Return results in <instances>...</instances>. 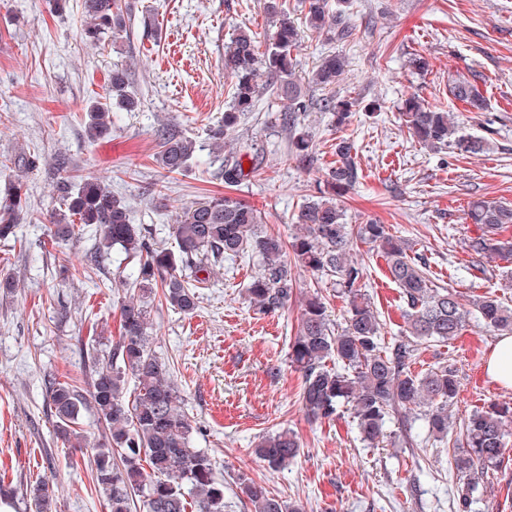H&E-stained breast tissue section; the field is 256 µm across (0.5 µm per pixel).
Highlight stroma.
<instances>
[{
  "instance_id": "stroma-1",
  "label": "stroma",
  "mask_w": 512,
  "mask_h": 512,
  "mask_svg": "<svg viewBox=\"0 0 512 512\" xmlns=\"http://www.w3.org/2000/svg\"><path fill=\"white\" fill-rule=\"evenodd\" d=\"M130 7L133 37L95 49L76 36L81 0H71L61 15L45 0H0V160H12L0 169V189L19 180L28 193L15 239L0 243V274L20 278L17 288H0V493L9 512H32L30 489L42 481L59 486L52 512H110L94 487L90 460L65 447L56 431L46 381L53 376L86 387L90 352H108L118 333L125 292L113 279L131 265L116 250L101 268H88V276H58L55 260L64 252L75 266L88 267V244L64 246L50 233L56 157L108 184L131 204L135 223L150 225L158 245L173 247V215L225 191L208 139L231 100L224 48L238 31L262 42L274 30L261 0H130ZM346 18L350 38L329 43L305 31L294 58L305 77L323 56H344L336 90L357 100L359 109L341 127L316 106L299 114L317 156L306 169L291 155L285 101L265 93L257 111L226 138L225 153L244 149L262 160L235 197L261 212L265 231L291 239L298 231L293 213L335 166L337 142L350 139L362 177L342 199L347 223L386 225L408 255L425 261L437 286L468 300L493 294L512 305L504 261L471 250L481 230L465 219L473 200L512 203V0H349ZM415 53L428 59L427 74L411 68ZM121 64L141 108L113 111L111 135L88 141L84 107L104 96L113 67ZM452 76L477 79L487 111L469 112L456 102L448 92ZM413 94L447 111L462 133L487 140L488 150L462 156L452 147L422 148L399 121L402 100ZM373 101L380 111L365 112ZM166 126L196 141L185 172L166 173L155 161V133ZM32 154L40 157L37 167L19 166ZM158 187L166 194L162 208L153 194ZM351 255L365 267V292L385 343H393L405 329L406 305L387 264L370 244L354 243ZM255 271L249 259L225 263L201 289L192 314L156 299L148 305L152 349L172 372L181 410L202 429L197 447L217 462L225 512H250L241 492L245 479L264 482L304 512H456L457 471L436 442L406 447L395 420L374 447L361 439L348 410L322 421L306 415L302 377L288 359L299 304L275 315L255 313L245 291ZM293 279L296 290L321 292L332 324L344 327L346 304L330 277L297 267ZM497 340L469 319L455 340L422 345L413 369L456 364L457 416L512 402V389L484 370ZM283 428L297 434L301 451L273 471L252 450L263 435ZM477 498L474 512H512V437Z\"/></svg>"
}]
</instances>
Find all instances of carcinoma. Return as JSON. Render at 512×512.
<instances>
[{"label": "carcinoma", "mask_w": 512, "mask_h": 512, "mask_svg": "<svg viewBox=\"0 0 512 512\" xmlns=\"http://www.w3.org/2000/svg\"><path fill=\"white\" fill-rule=\"evenodd\" d=\"M306 26L329 42L352 35L344 12L332 9L330 0H306ZM275 30L264 51L256 38L240 31L224 50V69L232 79V95L224 121L211 130L210 139H224L245 115L256 111L262 93L271 90L287 103V112L307 111L306 95L295 76L293 51L302 31L289 17L281 0H263ZM81 40L99 46L110 38L131 33L127 0H81ZM345 73L339 54L324 56L312 72L311 84L327 91L323 110L342 124L351 113L352 102L336 93ZM128 70L116 66L108 82L105 102L91 101L86 107L87 139L95 141L111 129L112 106L126 112L140 107V98L129 90ZM448 91L468 112H484L487 101L477 84L464 78L448 82ZM400 118L418 143L438 150L454 146L460 154L487 150L479 137L459 133L448 112L426 105L418 96L403 100ZM296 160L304 167L317 161L311 137L302 133L292 142ZM159 166L170 174L185 171L195 153V141L173 129L161 131ZM353 145L347 139L336 144V167L327 174V189L304 203L294 214L300 234L285 241L261 229V214L229 194L207 196L176 215L173 236L176 249L158 246L142 224L134 223L132 208L100 180L68 173L70 164L58 159L64 171L54 185L59 209L51 216V234L69 242L90 236L91 255L104 260L117 249L134 261L122 284L130 294L120 307V334L105 355L92 357L89 388L56 381L48 392L56 430L69 448H92L95 482L110 512H134L137 498L146 512H224V480L218 477L215 460L194 447L200 427L177 405L172 374L154 353L149 335L148 301L162 293L170 307L189 314L199 306V289L209 285L224 260L254 258L258 273L247 285V293L260 314L275 313L294 295L292 265L334 278L339 294L348 305L346 325L335 331L329 322L325 299L319 293L302 302L300 325L289 343L288 358L302 372L301 402L306 414L316 420L331 419L339 408L348 407L361 438L380 442L391 417H409L425 408L427 435L453 448L457 512H472L474 492L498 468L504 458L507 427L512 425V405L493 403L455 422L449 409L458 395V369L440 363L424 373L411 365L419 346L446 343L461 335L470 311L458 291L436 287L426 272V263L409 257L383 224H361L351 231L337 196L352 188L360 173ZM246 154L223 161L224 187L235 189L257 171L244 170ZM23 184H12L0 203V242L15 234L23 211ZM468 218L480 224L483 234L471 248L478 254L494 253L512 260V204L496 200L472 202ZM377 245L387 261L392 281L407 305L404 336L393 344L382 343V323L371 301L362 293L364 268L350 257L351 238ZM484 324L500 335H512V307L495 295L472 302ZM332 361L330 368L327 361ZM133 398L126 399V394ZM92 407L101 428L100 438L90 442L76 428L82 409ZM299 438L282 430L262 438L255 456L270 469L287 466L300 454ZM254 512H301L271 494L261 484H244ZM54 487L41 482L30 498L35 512H50Z\"/></svg>", "instance_id": "cac0c4a2"}]
</instances>
